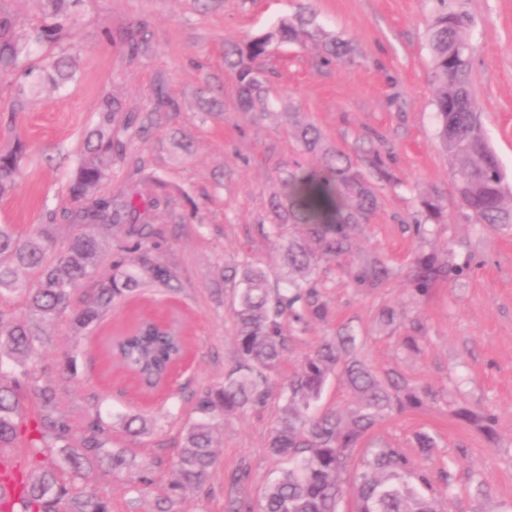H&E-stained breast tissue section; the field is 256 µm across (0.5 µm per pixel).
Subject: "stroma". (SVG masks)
<instances>
[{
	"instance_id": "35a3bbf8",
	"label": "stroma",
	"mask_w": 512,
	"mask_h": 512,
	"mask_svg": "<svg viewBox=\"0 0 512 512\" xmlns=\"http://www.w3.org/2000/svg\"><path fill=\"white\" fill-rule=\"evenodd\" d=\"M306 4L325 33L353 42V59L323 66L318 43L283 48L264 63L267 112L258 119L241 112L236 78L224 68L225 42L261 34ZM456 4L474 20L479 120L512 181V0ZM432 8V0H79L65 29L34 45L30 56L39 63L70 49L68 82L29 77L19 109L17 74L0 75V152L26 146L22 177L0 200V224L29 228L43 223L46 210L72 208L68 186L103 96L145 112L161 91L178 106L147 137L131 138L126 162L112 169L101 191L147 192L165 183L167 203L148 208L146 216L164 231L153 252L176 271L180 292L144 287L79 336L63 323L48 327L39 365L43 378L60 381V408L73 429L95 407L108 420L124 413L151 420L142 436L117 430L113 437L138 465L153 469L154 488L130 492L129 474L104 463L83 481L111 498L113 512H154L157 489L169 480L183 431L194 419L196 392L223 382L237 365L235 271L249 263L268 272L271 287L284 285L269 202L279 191L280 169L318 161L302 153L294 137L298 122L315 125L329 147L354 156L378 147L397 184L388 186L367 168L381 190L380 206L361 226L356 253L320 265L316 286L330 314L303 331L287 327L293 342L272 379L295 372L323 337L351 326L369 367L397 372L429 391L420 409L385 421L375 442L401 449L421 467L448 471L452 489L439 512H512V230L492 232L458 218L457 173L436 139L426 40ZM0 14L18 33L56 23L36 0H0ZM137 28L146 44L133 60L125 38ZM424 198L439 202L441 217L422 241L413 225ZM422 252L442 259L469 254L474 264L466 277L439 282L416 300L409 278ZM373 253L386 258L394 277L378 288L357 285L353 274ZM385 307L401 312L388 326L379 320ZM148 315L177 321L186 354L169 384L149 396L110 368L99 350L100 337ZM69 357L77 362L70 378L64 375ZM280 405L273 391L264 406L215 421L217 463L203 488L188 490L174 512H224L230 500L256 501L285 466L268 447ZM464 406L490 408V430L458 420L454 412ZM421 428L436 437L429 458L414 443ZM241 469L247 482L230 483Z\"/></svg>"
}]
</instances>
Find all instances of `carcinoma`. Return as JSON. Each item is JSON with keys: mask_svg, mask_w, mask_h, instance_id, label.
<instances>
[{"mask_svg": "<svg viewBox=\"0 0 512 512\" xmlns=\"http://www.w3.org/2000/svg\"><path fill=\"white\" fill-rule=\"evenodd\" d=\"M39 2L55 16L69 20L72 0ZM434 2L427 37L437 136L458 171L455 191L461 216L493 231L512 230V189L478 116L471 18L454 8L452 0ZM49 36L44 28L16 35L11 21L0 16V70L27 69L30 45ZM309 41L321 42L320 60L325 65L353 51L350 42L324 35L309 6L262 34L225 44L224 64L237 80L241 111L253 112L267 101L268 79L262 62L286 44ZM70 66L68 56L53 58L43 67V76L57 84L70 78ZM172 106L160 92L154 109L123 117L121 101L103 97L71 186L77 206L47 212L45 223L25 234L14 224H0V305L16 295L25 300L17 314L0 308V450L15 447L22 429L21 398L27 392L38 410L27 440L30 457L36 458L45 448L58 449L53 465H39L37 474L21 479L17 498H0V512H112L110 498L85 491L76 481L104 459L114 472L136 468L130 449L113 446L112 426L98 411H87L83 429L72 433L59 409L60 386L37 376V363L45 343L44 324L64 318L72 332L80 333L147 283L179 290L176 272L152 255L148 242L160 232L151 224L139 223L142 199L124 192L100 193L112 166L126 160L130 131L142 136L150 133L157 114ZM297 138L302 150L319 156L320 163L282 170L279 194L270 202L272 224L293 228L281 245L287 285L271 288L265 270L250 264L241 267L233 311L238 365L224 375V383L196 394L198 418L182 436L173 478L158 494L157 512H173L187 489L205 484L215 455L212 421L265 403L272 388L270 372L290 344L284 324L305 327L328 318L329 309L312 286L313 275L320 263L355 252L357 230L377 207L376 190L351 155L326 146L312 125L299 127ZM23 157L21 146L0 153V198L15 186ZM60 222L81 229L63 247L57 246L55 236ZM117 226L124 227L131 249L138 253L134 268L107 262L106 237ZM470 267L468 258L458 263L424 256L410 277L413 293L423 298L436 281L458 280ZM391 277V267L379 257L364 260L355 275L358 283L368 287H378ZM88 282L95 285L91 294L76 299L79 288ZM355 345L351 331H337L307 353L300 369L279 385L282 406L269 448L287 459L289 467L268 483L257 506L237 499L227 505V512H340L345 501L350 512H437L435 501L448 491V474L436 477L401 449L372 440L375 429L394 412L405 405H422L424 391L391 373H376L356 357ZM108 350L119 367L153 390L166 382L184 346L176 321L161 327L140 317L112 337ZM335 374L345 379L356 402L345 412H320L317 405L324 385ZM118 425L135 437L146 433L150 422L142 414H125L118 417ZM415 443L426 457L437 448L427 430L415 433ZM356 462L360 468L355 470ZM153 485L152 471L145 467L138 471L130 491L139 493Z\"/></svg>", "mask_w": 512, "mask_h": 512, "instance_id": "1", "label": "carcinoma"}]
</instances>
